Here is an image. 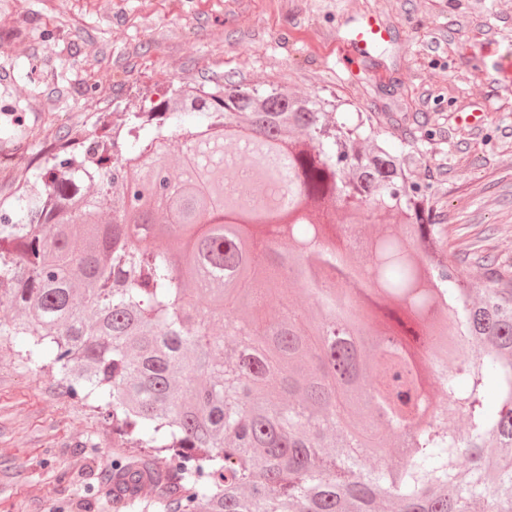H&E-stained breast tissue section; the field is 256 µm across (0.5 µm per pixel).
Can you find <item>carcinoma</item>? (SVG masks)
Wrapping results in <instances>:
<instances>
[{
  "label": "carcinoma",
  "mask_w": 512,
  "mask_h": 512,
  "mask_svg": "<svg viewBox=\"0 0 512 512\" xmlns=\"http://www.w3.org/2000/svg\"><path fill=\"white\" fill-rule=\"evenodd\" d=\"M121 127L61 136L0 211V340L143 449L112 463V502L512 512V275L448 263L406 145L230 80ZM285 268L315 313L268 305Z\"/></svg>",
  "instance_id": "carcinoma-1"
}]
</instances>
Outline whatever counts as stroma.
I'll return each instance as SVG.
<instances>
[{
	"mask_svg": "<svg viewBox=\"0 0 512 512\" xmlns=\"http://www.w3.org/2000/svg\"><path fill=\"white\" fill-rule=\"evenodd\" d=\"M365 16L366 54L336 46ZM512 0H0V204L60 132L120 123L206 81L275 85L372 115L408 141L448 258L512 263ZM139 450L51 374L0 345V512H113L104 475Z\"/></svg>",
	"mask_w": 512,
	"mask_h": 512,
	"instance_id": "obj_1",
	"label": "stroma"
}]
</instances>
